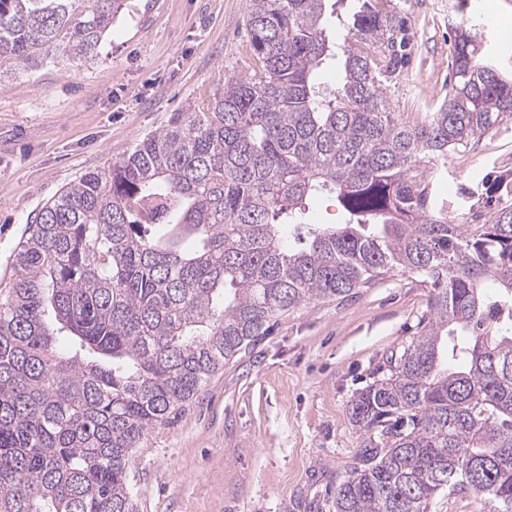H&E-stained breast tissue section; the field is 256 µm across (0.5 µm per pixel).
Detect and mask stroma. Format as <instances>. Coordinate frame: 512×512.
Listing matches in <instances>:
<instances>
[{
  "instance_id": "stroma-1",
  "label": "stroma",
  "mask_w": 512,
  "mask_h": 512,
  "mask_svg": "<svg viewBox=\"0 0 512 512\" xmlns=\"http://www.w3.org/2000/svg\"><path fill=\"white\" fill-rule=\"evenodd\" d=\"M250 0H128L94 63L19 68L0 56V282L40 208L91 172H103L175 113L206 109L230 76L250 71ZM485 25L489 62L512 75V0H415L413 63L390 89L414 118L448 91L455 26ZM512 175V119L473 147L449 153L432 195L449 220L487 173ZM335 194L314 198L285 244L345 223ZM432 288L394 272L342 300L289 313L226 362L171 423L149 430L132 463L140 512H333L331 492L364 436L348 407L391 354L417 338Z\"/></svg>"
}]
</instances>
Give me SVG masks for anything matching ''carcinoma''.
I'll return each mask as SVG.
<instances>
[{
	"instance_id": "carcinoma-1",
	"label": "carcinoma",
	"mask_w": 512,
	"mask_h": 512,
	"mask_svg": "<svg viewBox=\"0 0 512 512\" xmlns=\"http://www.w3.org/2000/svg\"><path fill=\"white\" fill-rule=\"evenodd\" d=\"M251 0L252 71L204 112H178L112 168L35 214L0 289V512H138L129 471L281 317L394 271L434 296L416 341L351 400L366 438L334 512H432L471 493L512 512V205L470 192L484 224H451L426 167L512 118V77L456 29L454 83L416 122L388 96L415 52L409 10L361 0ZM125 0H0V55L88 64ZM331 63L344 79L324 95ZM337 194L349 215L307 246L286 225ZM492 281L496 292L488 293Z\"/></svg>"
}]
</instances>
